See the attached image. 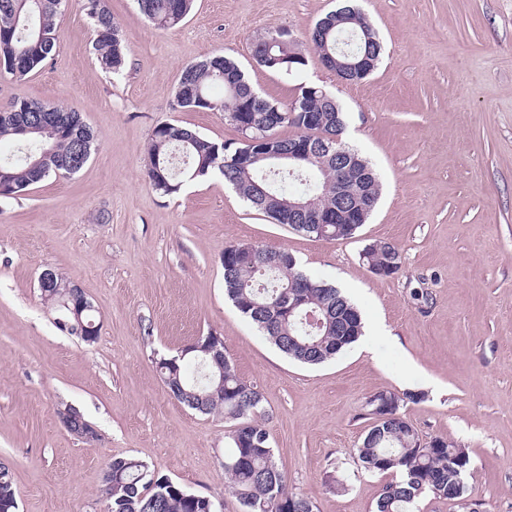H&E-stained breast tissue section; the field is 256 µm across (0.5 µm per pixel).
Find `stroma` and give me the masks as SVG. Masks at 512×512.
Segmentation results:
<instances>
[{"label":"stroma","instance_id":"stroma-1","mask_svg":"<svg viewBox=\"0 0 512 512\" xmlns=\"http://www.w3.org/2000/svg\"><path fill=\"white\" fill-rule=\"evenodd\" d=\"M384 53L358 83L340 82L317 54L272 73L254 43L287 27L305 37L336 0H194L160 29L134 0H108L131 54L118 74L93 50L84 0H66L56 49L36 73L0 74V107L20 95L73 105L100 144L82 171L0 197V459L15 470L19 512H107L106 462L133 456L240 512L222 462L230 421L169 394L157 363L197 337L224 339L239 377L264 396L275 460L316 512H374L388 474L361 470L356 450L375 418L369 399L402 395L422 440L468 450L467 494L480 512H512V0H358ZM221 52L263 96L291 101L299 85L336 96L346 141L376 168L381 198L348 239L270 223L211 178L163 197L145 176L153 128L181 125L239 140L223 113L175 105L182 69ZM400 251L398 274L362 260L375 241ZM281 247L358 307L362 336L325 363L282 354L224 293L230 244ZM54 269L96 309L97 340L62 333L40 295ZM78 410L86 443L62 422Z\"/></svg>","mask_w":512,"mask_h":512}]
</instances>
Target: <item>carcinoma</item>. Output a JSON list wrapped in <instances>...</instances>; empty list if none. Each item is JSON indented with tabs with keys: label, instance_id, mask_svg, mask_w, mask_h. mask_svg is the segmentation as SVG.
<instances>
[{
	"label": "carcinoma",
	"instance_id": "cac0c4a2",
	"mask_svg": "<svg viewBox=\"0 0 512 512\" xmlns=\"http://www.w3.org/2000/svg\"><path fill=\"white\" fill-rule=\"evenodd\" d=\"M63 0H0V72L23 78L42 68L56 48L59 17ZM137 15L161 29L178 26L190 13L193 0H136ZM84 9L91 20L94 49L102 69L117 73L126 63L129 47L121 26L112 17L106 0H85ZM361 24L339 25L325 34L315 24L306 44L322 58L336 54V46L359 57L365 52L378 59L382 44L376 32L365 40ZM253 58L265 70L280 73L274 56L288 55V42L270 46L258 41L253 45ZM254 87L231 58L214 54L185 66L180 74L176 99L179 107L194 111L222 112L236 129L246 125L250 138H274L273 145L282 152L299 139L318 142L323 135H334L338 147L353 156L359 153L342 140L347 124L346 110L340 101L316 86H301L288 103L252 95ZM7 111L15 116H31L35 112H59L71 119V125H38L25 130L22 122L0 120V142L25 144L26 152L12 157L0 156V195L15 197L53 175H73L89 162L97 142L93 130L74 107H48L38 101L18 96ZM293 129L281 135L278 129ZM51 152L41 170L31 167V160ZM83 153L75 168L60 162ZM217 172L224 183L237 190L255 210L274 224H286L294 231L323 239H347L356 228L348 224H328L322 235L308 228L294 214L288 213L283 201L300 198L313 208L332 212L336 208L333 187L336 179L354 175L324 159L298 165L289 171L288 162L279 165L262 156V147L242 142L218 143L211 138L176 124H162L151 134L147 158V177L151 186L163 196L178 193L183 182L204 178ZM363 196L378 204L380 184L376 173L361 183ZM281 254L283 262L273 268L269 256ZM291 253L271 246H252L249 262L223 264L224 290L237 310L248 318L282 353L307 365H319L352 345L363 333L358 308L332 284L316 276L308 277L303 289V309L283 322L271 319L269 309L286 305L288 284L301 273L290 260ZM394 259L401 269L397 248L373 250L364 258L368 266L381 265ZM43 300L56 308L58 318L73 324L87 325L95 320L94 307L78 288H47ZM329 311L337 322L311 325L309 310ZM161 380L172 395L190 409L204 414H222L234 421L228 438L231 451L224 457V474L229 491L237 499L242 512H315L314 503L290 491L288 478L274 459L267 429L261 422L263 395L237 375L229 360L215 364L206 359L201 367L189 371L186 361L172 364L159 361ZM224 377V394L216 393L219 377ZM390 417L381 419L366 432L357 448L358 460L365 470L395 474L400 480L386 484L378 498L375 512H410L415 499L431 494L437 499L469 508L466 499L465 474L471 468L468 451L445 437L432 439L430 447L422 446L416 432L400 412L401 398L386 394ZM102 494L108 512H213L212 500L195 494L179 483L151 471L134 457L112 458V476L102 480ZM17 491L11 466L0 463V512H17Z\"/></svg>",
	"mask_w": 512,
	"mask_h": 512
}]
</instances>
